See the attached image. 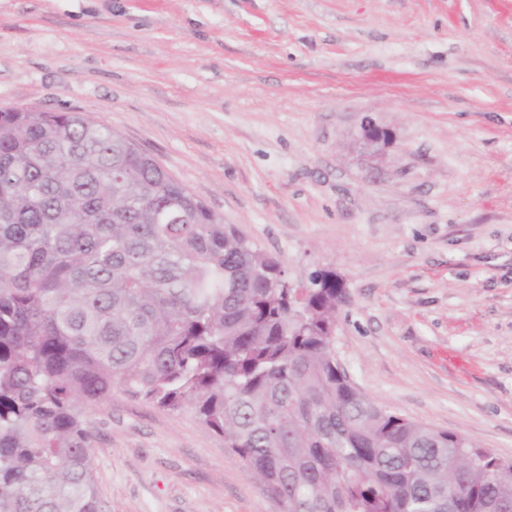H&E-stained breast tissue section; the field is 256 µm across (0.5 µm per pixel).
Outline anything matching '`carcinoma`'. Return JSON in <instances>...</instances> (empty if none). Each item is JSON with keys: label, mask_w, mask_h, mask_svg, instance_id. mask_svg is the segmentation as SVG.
I'll use <instances>...</instances> for the list:
<instances>
[{"label": "carcinoma", "mask_w": 512, "mask_h": 512, "mask_svg": "<svg viewBox=\"0 0 512 512\" xmlns=\"http://www.w3.org/2000/svg\"><path fill=\"white\" fill-rule=\"evenodd\" d=\"M343 280L283 262L81 112L0 109V512H106L84 411L190 408L280 512H512V462L336 361Z\"/></svg>", "instance_id": "cac0c4a2"}]
</instances>
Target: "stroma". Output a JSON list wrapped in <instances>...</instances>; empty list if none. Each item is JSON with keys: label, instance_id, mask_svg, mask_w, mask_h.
Wrapping results in <instances>:
<instances>
[{"label": "stroma", "instance_id": "35a3bbf8", "mask_svg": "<svg viewBox=\"0 0 512 512\" xmlns=\"http://www.w3.org/2000/svg\"><path fill=\"white\" fill-rule=\"evenodd\" d=\"M7 107L105 122L292 278L335 270L352 384L512 461V0H0ZM84 418L107 512H279L193 412Z\"/></svg>", "mask_w": 512, "mask_h": 512}]
</instances>
